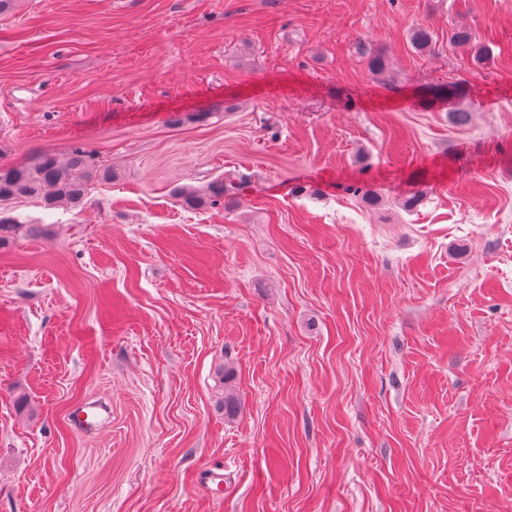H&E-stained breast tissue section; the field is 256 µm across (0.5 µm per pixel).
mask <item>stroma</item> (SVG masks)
<instances>
[{
	"label": "stroma",
	"instance_id": "stroma-1",
	"mask_svg": "<svg viewBox=\"0 0 512 512\" xmlns=\"http://www.w3.org/2000/svg\"><path fill=\"white\" fill-rule=\"evenodd\" d=\"M78 147L0 205V512H512V0H15L0 167ZM466 88L461 83H450L439 85L432 89L431 97L424 98V104L430 106L435 100L448 101V117L452 124L456 126H466L470 121L471 113L464 110L459 100L465 96ZM112 177V171L93 173L84 151L77 149L66 160L44 153L24 166L0 168V202L22 198H39L43 190L52 191L43 196L47 206H76L81 202L91 178ZM240 185L237 182L229 181L224 183V180L217 181L207 187L205 190L196 189H183L182 197L189 206H202L205 204H217L221 200H233Z\"/></svg>",
	"mask_w": 512,
	"mask_h": 512
}]
</instances>
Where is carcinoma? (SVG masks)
Instances as JSON below:
<instances>
[{
    "mask_svg": "<svg viewBox=\"0 0 512 512\" xmlns=\"http://www.w3.org/2000/svg\"><path fill=\"white\" fill-rule=\"evenodd\" d=\"M411 39L416 47L428 49L433 45L434 31L428 25H418L413 28ZM449 41L457 48L476 50L480 57L485 55V51L477 47L475 34L466 27L451 32ZM465 94L466 88L461 83L439 85L432 89L431 95L424 98V104L429 106L439 99L447 101L451 123L463 127L471 117V113L459 104ZM95 176L109 179L112 172H93L87 155L80 149L75 150L65 161L59 160L53 154L44 153L28 165L0 168V202L41 197L51 207L75 206L81 202L87 183ZM238 190L239 184L234 181H217L204 190L184 189L182 197L187 205L197 207L217 204L226 199L232 200ZM222 380L224 415L232 416L239 405L233 372L224 370Z\"/></svg>",
    "mask_w": 512,
    "mask_h": 512,
    "instance_id": "cac0c4a2",
    "label": "carcinoma"
}]
</instances>
